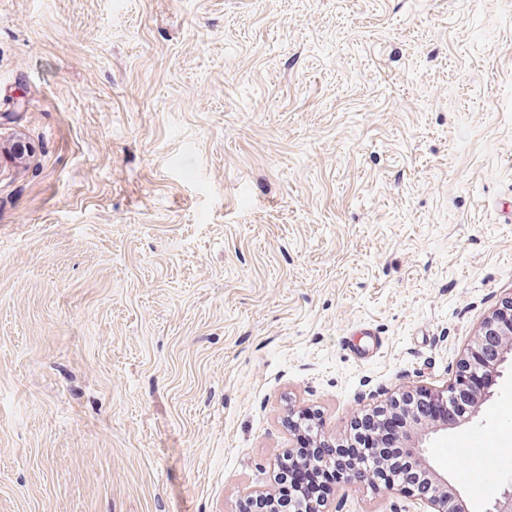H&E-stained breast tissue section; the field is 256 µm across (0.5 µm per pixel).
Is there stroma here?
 <instances>
[{"instance_id":"obj_1","label":"stroma","mask_w":512,"mask_h":512,"mask_svg":"<svg viewBox=\"0 0 512 512\" xmlns=\"http://www.w3.org/2000/svg\"><path fill=\"white\" fill-rule=\"evenodd\" d=\"M507 202L512 0H0V512H238L292 414L445 388ZM432 454L512 483V370Z\"/></svg>"}]
</instances>
